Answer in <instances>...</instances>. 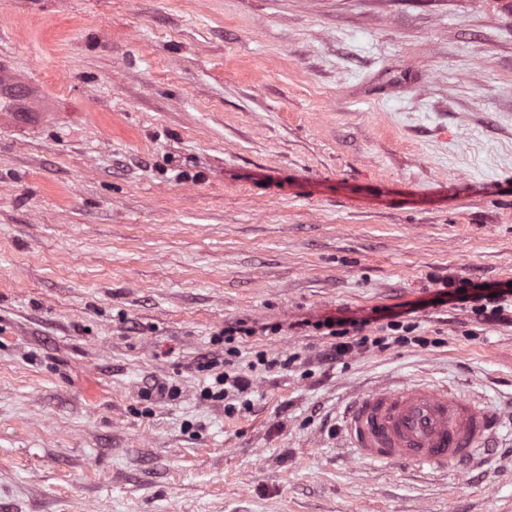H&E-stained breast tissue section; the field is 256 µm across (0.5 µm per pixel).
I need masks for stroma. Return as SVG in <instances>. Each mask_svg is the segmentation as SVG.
<instances>
[{"instance_id": "stroma-1", "label": "stroma", "mask_w": 512, "mask_h": 512, "mask_svg": "<svg viewBox=\"0 0 512 512\" xmlns=\"http://www.w3.org/2000/svg\"><path fill=\"white\" fill-rule=\"evenodd\" d=\"M46 117L0 128V512H512V0H0ZM417 304L429 346L322 363L314 321ZM253 406L200 398L239 321ZM502 417L468 464L349 459L357 392ZM168 383L176 399L141 397ZM439 282L442 283L440 294L448 297L449 302L454 301L465 305V308L469 307L477 321L512 323V283L491 288L469 280L456 281L449 276Z\"/></svg>"}]
</instances>
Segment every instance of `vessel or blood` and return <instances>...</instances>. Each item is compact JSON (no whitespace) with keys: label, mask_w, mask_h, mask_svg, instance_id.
Listing matches in <instances>:
<instances>
[{"label":"vessel or blood","mask_w":512,"mask_h":512,"mask_svg":"<svg viewBox=\"0 0 512 512\" xmlns=\"http://www.w3.org/2000/svg\"><path fill=\"white\" fill-rule=\"evenodd\" d=\"M11 105L0 112V126L34 125L42 113L30 111L33 86L9 70L0 71ZM496 420L480 400L423 380L378 384L348 405L342 440L357 459L386 464L408 463L432 471L475 458L490 441Z\"/></svg>","instance_id":"vessel-or-blood-1"}]
</instances>
